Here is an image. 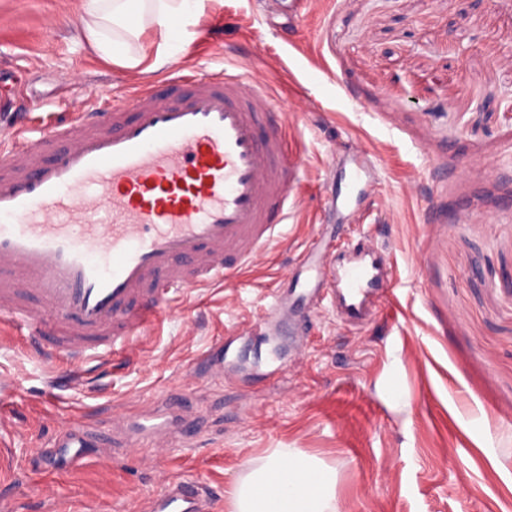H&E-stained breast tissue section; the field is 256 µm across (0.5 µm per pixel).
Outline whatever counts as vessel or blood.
I'll list each match as a JSON object with an SVG mask.
<instances>
[{"label": "vessel or blood", "mask_w": 512, "mask_h": 512, "mask_svg": "<svg viewBox=\"0 0 512 512\" xmlns=\"http://www.w3.org/2000/svg\"><path fill=\"white\" fill-rule=\"evenodd\" d=\"M103 97L79 90L62 121L26 102L0 131V322L52 359L95 367L280 242L302 168L266 82L192 71L108 108ZM352 249L360 260L340 267L322 240L302 252L313 277L302 297L340 299L350 320L388 282L363 242ZM58 445L79 465L90 442L70 421ZM159 482L148 508L128 512H205L206 485Z\"/></svg>", "instance_id": "b4317fda"}]
</instances>
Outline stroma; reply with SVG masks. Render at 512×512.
<instances>
[{"label":"stroma","instance_id":"35a3bbf8","mask_svg":"<svg viewBox=\"0 0 512 512\" xmlns=\"http://www.w3.org/2000/svg\"><path fill=\"white\" fill-rule=\"evenodd\" d=\"M75 0H0V92L21 85L65 112L66 80L121 101L144 80L76 43ZM178 66L269 77L288 141L304 159L284 237L236 282L164 314L113 365L38 362L0 329V506L6 512H124L157 474L235 488L274 448L336 471L339 512H512V0H204ZM373 161L374 186L331 207L340 139ZM357 225L395 282L354 325L326 309L272 360L241 332L316 235ZM227 341L231 384L187 370ZM191 433L171 454L138 423L167 398ZM82 413L113 442L74 466L58 417ZM126 419L113 429L114 416Z\"/></svg>","mask_w":512,"mask_h":512}]
</instances>
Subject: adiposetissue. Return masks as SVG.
<instances>
[{"label":"adipose tissue","instance_id":"1","mask_svg":"<svg viewBox=\"0 0 512 512\" xmlns=\"http://www.w3.org/2000/svg\"><path fill=\"white\" fill-rule=\"evenodd\" d=\"M202 0H79L77 42L103 61L152 72L172 63L179 48L160 43L146 53V32L170 33L172 20L189 23ZM234 512H336V472L316 457L273 449L250 467L234 494Z\"/></svg>","mask_w":512,"mask_h":512}]
</instances>
